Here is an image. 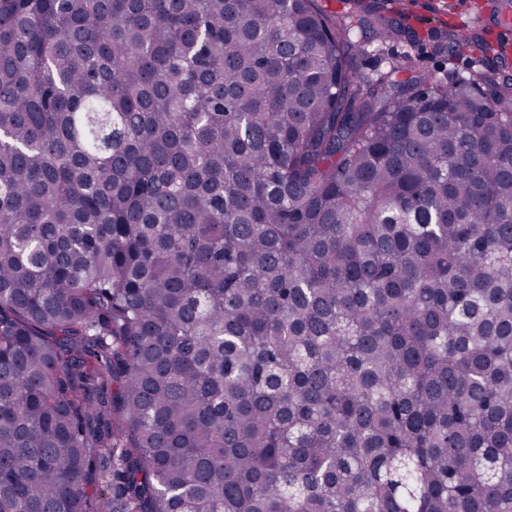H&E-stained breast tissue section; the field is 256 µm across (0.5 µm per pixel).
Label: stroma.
Listing matches in <instances>:
<instances>
[{
	"label": "stroma",
	"mask_w": 512,
	"mask_h": 512,
	"mask_svg": "<svg viewBox=\"0 0 512 512\" xmlns=\"http://www.w3.org/2000/svg\"><path fill=\"white\" fill-rule=\"evenodd\" d=\"M483 0H391L393 17L399 23L401 36L387 40L381 53L361 57L360 68L375 75L389 65L410 59L415 70L436 80L455 73L484 68L478 52L463 47L448 50L446 31L449 26L479 20L487 39L502 35L499 19L483 9Z\"/></svg>",
	"instance_id": "35a3bbf8"
}]
</instances>
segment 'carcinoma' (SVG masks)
<instances>
[{"mask_svg": "<svg viewBox=\"0 0 512 512\" xmlns=\"http://www.w3.org/2000/svg\"><path fill=\"white\" fill-rule=\"evenodd\" d=\"M357 8L0 0V512H512V84Z\"/></svg>", "mask_w": 512, "mask_h": 512, "instance_id": "cac0c4a2", "label": "carcinoma"}]
</instances>
